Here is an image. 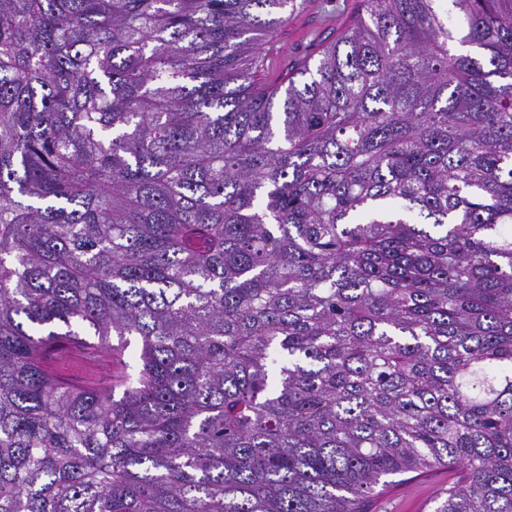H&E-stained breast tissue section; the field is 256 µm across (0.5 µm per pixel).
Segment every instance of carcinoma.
<instances>
[{
  "instance_id": "1",
  "label": "carcinoma",
  "mask_w": 512,
  "mask_h": 512,
  "mask_svg": "<svg viewBox=\"0 0 512 512\" xmlns=\"http://www.w3.org/2000/svg\"><path fill=\"white\" fill-rule=\"evenodd\" d=\"M363 2L0 0V512H512V0ZM361 0H296L288 27L270 41H278L282 54L276 59L284 71L312 53L322 41L336 38L361 8ZM269 41V42H270ZM399 489L396 494L388 498H374L373 511L369 512H433L436 505L433 502L435 497L426 509H423V504L434 494L437 488H433L421 478ZM375 506L377 507L375 508Z\"/></svg>"
}]
</instances>
